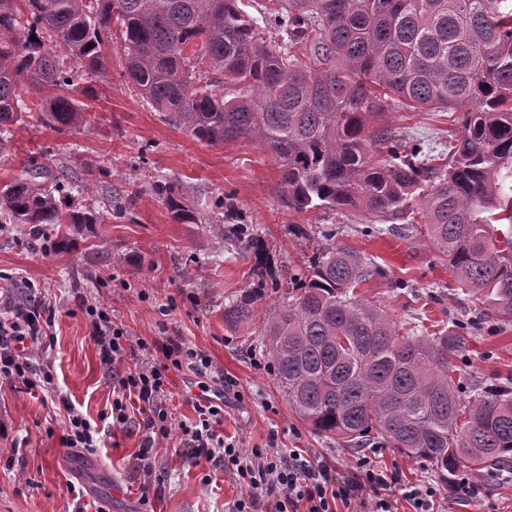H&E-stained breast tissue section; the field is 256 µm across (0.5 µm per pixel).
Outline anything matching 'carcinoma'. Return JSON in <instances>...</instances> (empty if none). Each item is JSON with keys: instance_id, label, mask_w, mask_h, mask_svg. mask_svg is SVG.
<instances>
[{"instance_id": "carcinoma-1", "label": "carcinoma", "mask_w": 512, "mask_h": 512, "mask_svg": "<svg viewBox=\"0 0 512 512\" xmlns=\"http://www.w3.org/2000/svg\"><path fill=\"white\" fill-rule=\"evenodd\" d=\"M244 0H0V155L36 103L60 132L85 121L79 81L106 74L112 27L124 76L151 107L216 146L251 141L279 164L288 207L408 218L460 287L512 324V0H273L262 36ZM459 113L463 133L438 154L385 126L390 102ZM172 218L195 224L209 208L179 186H155ZM86 203L65 209L62 197ZM90 185L45 164L0 186V224H104ZM209 230L224 232V225ZM261 256L264 242L227 230ZM380 273L346 246L310 263L297 303L269 313L275 380L312 430L344 448L366 439L429 461L446 480L512 455V381L462 402L450 359L470 329L402 327L357 286ZM224 306L248 323L264 289Z\"/></svg>"}]
</instances>
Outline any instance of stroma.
<instances>
[{"label": "stroma", "mask_w": 512, "mask_h": 512, "mask_svg": "<svg viewBox=\"0 0 512 512\" xmlns=\"http://www.w3.org/2000/svg\"><path fill=\"white\" fill-rule=\"evenodd\" d=\"M87 122L70 132L28 117L15 130L12 148L0 157V184L12 181L29 161L93 179L101 203L119 217L95 226L48 228L33 239L24 224L0 226V305H50L51 325L39 357L54 376L45 391L0 382V512H228L244 491L210 463L194 465L182 452V424L196 421L199 378L170 370L167 400L170 437L152 451L150 466L164 478L160 492L143 495L145 475L136 455L142 440L137 399L127 402L130 422L112 423V369L89 334L86 306L106 310L113 321L147 345L181 338L209 355L236 380L239 396H226L220 434L240 448L306 449L312 461L353 473L373 456L399 484L422 482L437 493L440 512H512V458L471 472L474 497L454 492L435 466L390 448L350 449L316 434L291 409L270 369L264 328L270 310L292 304L295 280L326 243H342L383 269L358 288L395 322L425 326L448 316L475 323L458 360L467 385L512 376V325L488 317L456 284L447 262L430 245L421 226L395 231V219L355 213L289 209L278 165L260 146L201 144L184 128L155 112L123 75V59L111 53L105 76L87 78ZM389 124L400 135L437 145L460 133L453 112L413 111L392 103ZM179 181L186 197L232 200L239 215L267 246L263 296L248 324L229 328L224 307L252 287L255 257L215 238L209 224L231 219L203 213L200 223H176L156 195L159 181ZM330 228L333 238L321 237ZM68 245L56 249L59 239ZM191 276H183V267ZM67 394L76 409L97 423L99 449L85 456L60 443L67 414L58 401Z\"/></svg>", "instance_id": "35a3bbf8"}]
</instances>
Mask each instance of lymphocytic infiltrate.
<instances>
[{"label":"lymphocytic infiltrate","instance_id":"1","mask_svg":"<svg viewBox=\"0 0 512 512\" xmlns=\"http://www.w3.org/2000/svg\"><path fill=\"white\" fill-rule=\"evenodd\" d=\"M43 306L32 310H15L13 315H0V380L17 382L26 389L52 382L50 371L35 369L37 355L29 343L37 342L44 328L41 323ZM90 334L101 350L103 361L119 368L128 353L133 352V340L126 330L115 324L108 313L98 307H87ZM159 358L142 363L135 371L118 379L121 390L134 394L141 402L143 439L140 460H148L159 440L168 438L170 369L189 366L198 375H213L212 359L182 340L161 344ZM197 424L181 428V442L188 459L194 465L212 461L215 452H222L225 465L246 491L244 498L234 502L231 512H254L260 501H268L269 512H336L337 505L351 512H392L395 478L384 471L368 467L346 475L334 468L310 461L297 450L277 448L275 442L243 454L235 443L216 433L221 424L220 412L198 406Z\"/></svg>","mask_w":512,"mask_h":512}]
</instances>
